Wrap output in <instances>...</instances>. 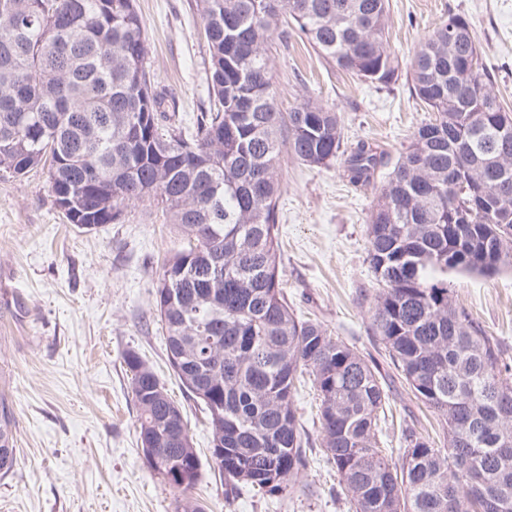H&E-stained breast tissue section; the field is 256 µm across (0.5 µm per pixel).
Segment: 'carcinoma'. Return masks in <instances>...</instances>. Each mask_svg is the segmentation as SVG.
Instances as JSON below:
<instances>
[{
    "label": "carcinoma",
    "mask_w": 512,
    "mask_h": 512,
    "mask_svg": "<svg viewBox=\"0 0 512 512\" xmlns=\"http://www.w3.org/2000/svg\"><path fill=\"white\" fill-rule=\"evenodd\" d=\"M212 100L191 124L167 111L147 68L135 0H0V170L49 163V187L77 204L82 232L122 224L148 198L187 240L155 285L167 360L208 414L213 471L226 493L286 490L309 465L295 399L302 379L320 400L323 453L352 512H512V362L454 299L452 277L512 270V113L492 91L470 25L450 15L424 38L412 91L434 118L411 135L367 224L379 288L370 325L415 398L435 413L443 446L410 427L393 458L377 434L393 398L379 368L325 325L300 320L278 262L279 160L343 159L352 183L378 164L368 143L342 150L334 109L280 110L268 38L289 19L326 63L388 88L386 0H197ZM462 31L458 39L448 29ZM457 180L448 182V170ZM484 185V199L474 189ZM224 269L183 279L195 263ZM141 447L153 475L178 492L175 512H206L194 496L201 460L180 407L128 352ZM12 415L0 402V475L13 472Z\"/></svg>",
    "instance_id": "carcinoma-1"
}]
</instances>
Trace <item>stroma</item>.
I'll return each mask as SVG.
<instances>
[{
	"label": "stroma",
	"mask_w": 512,
	"mask_h": 512,
	"mask_svg": "<svg viewBox=\"0 0 512 512\" xmlns=\"http://www.w3.org/2000/svg\"><path fill=\"white\" fill-rule=\"evenodd\" d=\"M146 24L147 66L171 92L180 118L210 103L208 47L196 0H136ZM388 40L402 75L388 88L328 65L308 42L271 36L269 64L279 107L307 100L339 112L345 146L366 141L383 162L371 184L351 185L340 166L281 160L278 239L283 291L296 316L323 323L381 373L390 367L371 338L377 289L367 261L366 225L376 190L428 120L408 72L420 42L447 16H463L479 44L494 94L512 110V0H388ZM185 241L155 202L128 207L126 220L82 233L49 189V168L0 175V398L13 413L19 463L0 477V512H174L176 493L150 471L137 441V407L126 352L153 368L183 409L203 466L211 433L166 357L154 310V281ZM456 301L512 359V271L454 278ZM312 455L311 492L228 495L211 473L195 489L208 512H349L320 448L318 403L295 401ZM441 433L438 416L407 387L397 389L380 440L398 447L405 427Z\"/></svg>",
	"instance_id": "obj_1"
}]
</instances>
